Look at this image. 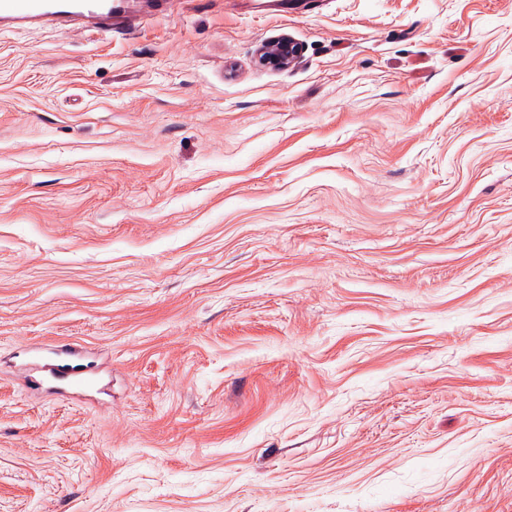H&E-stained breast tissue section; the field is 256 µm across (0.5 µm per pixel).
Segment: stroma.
<instances>
[{"instance_id": "obj_1", "label": "stroma", "mask_w": 512, "mask_h": 512, "mask_svg": "<svg viewBox=\"0 0 512 512\" xmlns=\"http://www.w3.org/2000/svg\"><path fill=\"white\" fill-rule=\"evenodd\" d=\"M0 512H512V0L0 36ZM301 53V48L291 38L282 37L272 43L264 45L258 55V61L264 65L279 68L290 66Z\"/></svg>"}]
</instances>
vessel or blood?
I'll list each match as a JSON object with an SVG mask.
<instances>
[{
	"label": "vessel or blood",
	"instance_id": "b4317fda",
	"mask_svg": "<svg viewBox=\"0 0 512 512\" xmlns=\"http://www.w3.org/2000/svg\"><path fill=\"white\" fill-rule=\"evenodd\" d=\"M131 20L130 0H0V29L82 21L101 32L128 25Z\"/></svg>",
	"mask_w": 512,
	"mask_h": 512
}]
</instances>
